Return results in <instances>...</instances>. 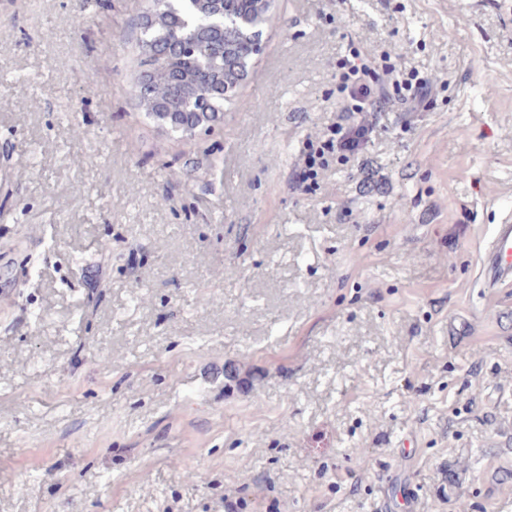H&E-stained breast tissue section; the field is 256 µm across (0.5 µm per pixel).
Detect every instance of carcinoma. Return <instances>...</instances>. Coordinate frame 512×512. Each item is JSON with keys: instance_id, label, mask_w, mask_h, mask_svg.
I'll list each match as a JSON object with an SVG mask.
<instances>
[{"instance_id": "carcinoma-1", "label": "carcinoma", "mask_w": 512, "mask_h": 512, "mask_svg": "<svg viewBox=\"0 0 512 512\" xmlns=\"http://www.w3.org/2000/svg\"><path fill=\"white\" fill-rule=\"evenodd\" d=\"M274 0H222L219 8L204 16L209 30L224 35V56L207 45L193 52L184 47L186 37L198 24L190 0H169L165 5V33L156 39L149 50L143 52L142 64L154 69L172 99L179 102L177 128L194 127L195 114L210 104H217L212 110L210 121L215 124L224 118V105L236 102L237 72L252 64L255 54L253 46L262 41L264 25ZM203 62L214 68L224 65V88L226 97L216 102L209 79L202 78L195 85L192 96H187L182 83V74L198 69Z\"/></svg>"}]
</instances>
